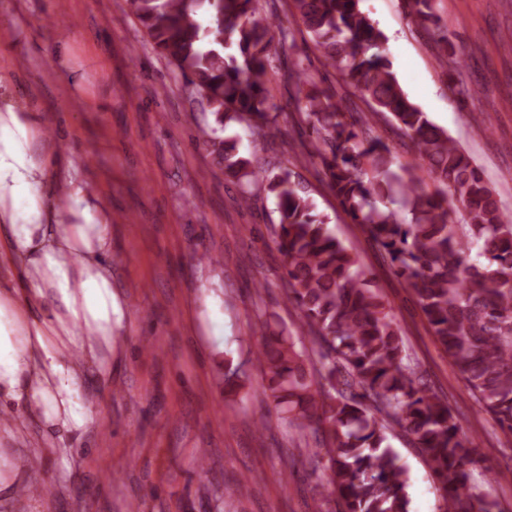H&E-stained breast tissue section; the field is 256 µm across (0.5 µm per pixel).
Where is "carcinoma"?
Here are the masks:
<instances>
[{
  "label": "carcinoma",
  "instance_id": "cac0c4a2",
  "mask_svg": "<svg viewBox=\"0 0 512 512\" xmlns=\"http://www.w3.org/2000/svg\"><path fill=\"white\" fill-rule=\"evenodd\" d=\"M277 2L125 0L126 14L189 94L207 101L219 121L247 126L248 156L235 141L203 132L216 165L237 186L238 202L247 206L260 191L275 199L274 243L304 329L260 324L255 357L263 394L282 418L315 433L310 457L326 459L341 512H408V471L386 444L396 427L430 468L443 512H494L495 502L474 492L472 439L448 400L408 360L372 278L330 231L309 190L289 169L270 172L261 153L314 164L318 181L410 288L471 394L510 434L512 214L462 148L408 99L387 38L361 0H286L323 69L299 58L282 62L280 80L295 111L280 117L268 89L272 49L294 48L296 30L272 23ZM402 2L431 32L439 62L458 71L459 47L441 28L434 0ZM332 71L348 90L326 83ZM379 118L408 139L411 163L393 165L389 147L373 132ZM290 120L300 130L297 141L280 127ZM457 208L466 223L453 221ZM306 338L317 345L314 359Z\"/></svg>",
  "mask_w": 512,
  "mask_h": 512
}]
</instances>
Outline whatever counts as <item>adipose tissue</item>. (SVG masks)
Returning <instances> with one entry per match:
<instances>
[{"label": "adipose tissue", "mask_w": 512, "mask_h": 512, "mask_svg": "<svg viewBox=\"0 0 512 512\" xmlns=\"http://www.w3.org/2000/svg\"><path fill=\"white\" fill-rule=\"evenodd\" d=\"M19 65L0 58V437L24 438L37 418L44 444L0 453V501L49 455V441L83 430V370L112 368L122 310L112 287V211L72 170L40 113L13 93Z\"/></svg>", "instance_id": "1"}]
</instances>
